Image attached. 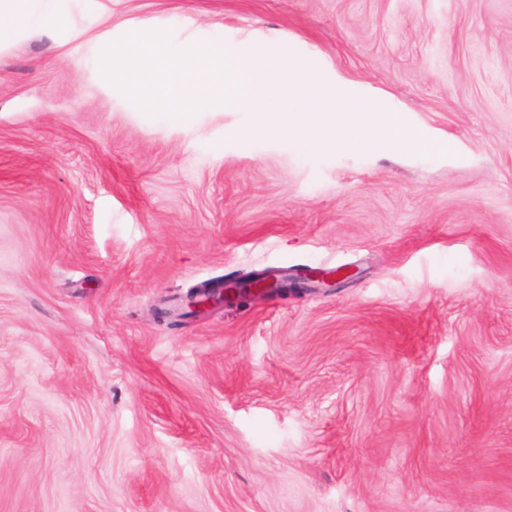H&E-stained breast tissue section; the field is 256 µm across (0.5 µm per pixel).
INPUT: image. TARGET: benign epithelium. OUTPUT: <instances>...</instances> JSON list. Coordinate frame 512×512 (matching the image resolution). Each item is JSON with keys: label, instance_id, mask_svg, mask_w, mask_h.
<instances>
[{"label": "benign epithelium", "instance_id": "1", "mask_svg": "<svg viewBox=\"0 0 512 512\" xmlns=\"http://www.w3.org/2000/svg\"><path fill=\"white\" fill-rule=\"evenodd\" d=\"M278 274L269 270L253 272L238 284L225 285L222 288L209 283H202L188 290L184 297V305L192 314H204L210 309L224 303H242L252 299H260L269 294L282 297L297 295L313 288V284L333 286L352 277L350 270L305 269L295 275Z\"/></svg>", "mask_w": 512, "mask_h": 512}]
</instances>
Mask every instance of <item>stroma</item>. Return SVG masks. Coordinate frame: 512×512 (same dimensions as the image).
Instances as JSON below:
<instances>
[{"label": "stroma", "instance_id": "35a3bbf8", "mask_svg": "<svg viewBox=\"0 0 512 512\" xmlns=\"http://www.w3.org/2000/svg\"><path fill=\"white\" fill-rule=\"evenodd\" d=\"M0 43V512H512V0H63ZM316 60L446 150L179 127L148 30ZM302 295L156 312L263 269Z\"/></svg>", "mask_w": 512, "mask_h": 512}]
</instances>
